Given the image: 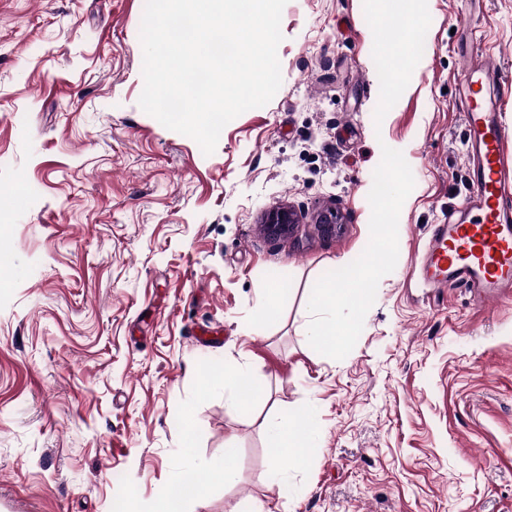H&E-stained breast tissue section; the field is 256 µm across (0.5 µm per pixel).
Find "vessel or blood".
I'll return each instance as SVG.
<instances>
[{"instance_id":"b4317fda","label":"vessel or blood","mask_w":512,"mask_h":512,"mask_svg":"<svg viewBox=\"0 0 512 512\" xmlns=\"http://www.w3.org/2000/svg\"><path fill=\"white\" fill-rule=\"evenodd\" d=\"M501 68L491 54L468 59L459 102L468 131L473 191L460 208L434 225L421 263L428 285L453 283L483 305L512 293V167L496 95Z\"/></svg>"}]
</instances>
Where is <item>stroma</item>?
Listing matches in <instances>:
<instances>
[{
    "label": "stroma",
    "mask_w": 512,
    "mask_h": 512,
    "mask_svg": "<svg viewBox=\"0 0 512 512\" xmlns=\"http://www.w3.org/2000/svg\"><path fill=\"white\" fill-rule=\"evenodd\" d=\"M143 9L0 0V512H153L185 456L206 468L228 443L237 482L183 512H512V297L477 305L415 267L472 191L465 55L499 56L512 138V0H428L422 58L379 124L363 0H288L279 91L208 156L138 104ZM386 146L415 179L399 257L334 360L307 341V302L366 248ZM282 206L298 224L266 235ZM227 365L266 398L229 412L205 384ZM305 412L303 466L273 461L270 422Z\"/></svg>",
    "instance_id": "stroma-1"
}]
</instances>
